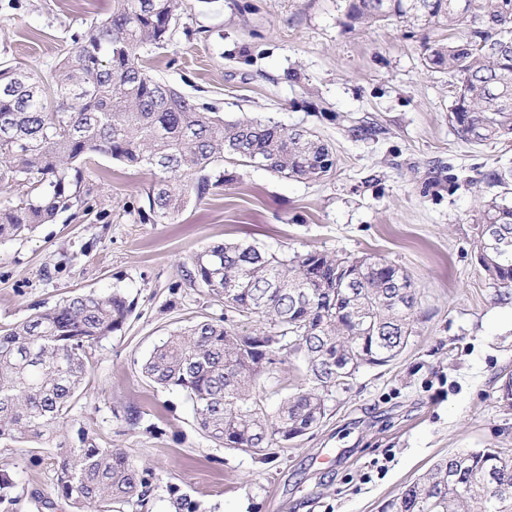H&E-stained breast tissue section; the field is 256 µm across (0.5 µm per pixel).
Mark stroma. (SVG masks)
Returning <instances> with one entry per match:
<instances>
[{
    "label": "stroma",
    "instance_id": "35a3bbf8",
    "mask_svg": "<svg viewBox=\"0 0 512 512\" xmlns=\"http://www.w3.org/2000/svg\"><path fill=\"white\" fill-rule=\"evenodd\" d=\"M347 0H182L169 44L145 51L151 73L228 120L266 119L318 132L336 154L326 180L300 182L223 162L230 179L173 220L142 217L150 172L104 154L84 167V205L0 239V327L35 307L120 289L133 303L121 331L89 363L85 393L58 430L126 453L163 480L148 512H168L167 484L206 512H380L435 462L476 448L512 458V408L497 398L512 374V298L485 279L473 215L512 204V140L466 141L448 118L451 78L428 68L442 27L350 22ZM112 0H0V61L42 78L74 34ZM275 252L372 255L400 266L416 292L415 331L390 365L361 369L319 427L262 461L215 446L178 389L141 366L170 334L224 317L184 268L211 244ZM51 448H4L14 473L8 512L47 510Z\"/></svg>",
    "mask_w": 512,
    "mask_h": 512
}]
</instances>
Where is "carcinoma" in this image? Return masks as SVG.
<instances>
[{
  "mask_svg": "<svg viewBox=\"0 0 512 512\" xmlns=\"http://www.w3.org/2000/svg\"><path fill=\"white\" fill-rule=\"evenodd\" d=\"M180 0H112L108 16L72 38L52 73L54 105L33 70L0 65V180L17 186V204L0 208V239L82 204L83 168L102 153L154 176L141 213L175 218L220 186L212 167L231 156L273 174L318 181L335 165L333 148L309 129L271 121H228L142 65L141 52L166 44ZM448 28L426 47L425 63L448 71L449 118L465 140L512 139V0H349L358 24L404 21ZM485 279L512 293V207L491 203L473 219ZM496 227L500 246H485ZM187 276L214 300L255 323L247 334L227 320H202L155 346L142 373L191 400L199 430L217 446L268 455L326 416L351 377L396 360L414 328L415 290L401 268L333 252L277 253L217 243L188 260ZM355 288L341 287L344 273ZM133 303L119 290L76 294L0 329V444L47 448L86 384L94 347L121 330ZM302 361L299 381L274 412L258 387L285 353ZM80 446L56 445L55 487L72 512L145 508L160 478L125 453L100 448L78 431ZM456 483H448V470ZM14 476L0 469V504L12 502ZM170 512H205L168 487ZM393 512H512V459L478 448L436 462L391 500Z\"/></svg>",
  "mask_w": 512,
  "mask_h": 512,
  "instance_id": "obj_1",
  "label": "carcinoma"
}]
</instances>
